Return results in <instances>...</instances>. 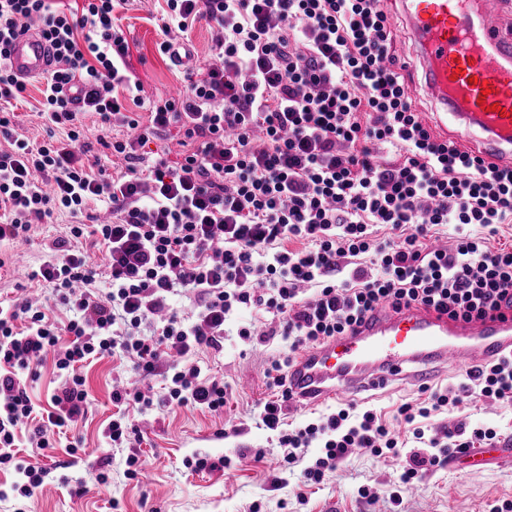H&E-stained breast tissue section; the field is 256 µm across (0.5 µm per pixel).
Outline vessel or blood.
<instances>
[{"mask_svg":"<svg viewBox=\"0 0 512 512\" xmlns=\"http://www.w3.org/2000/svg\"><path fill=\"white\" fill-rule=\"evenodd\" d=\"M398 2L419 62V89L459 136L475 131L490 151L512 153V39L503 38L495 22L503 0ZM9 58L21 78L53 68L50 46L34 28L12 41ZM509 353L510 305L463 321L423 306L396 310L382 303L346 335L301 352L288 370V384L299 400L312 402L403 375L412 364L423 382L428 365L466 368Z\"/></svg>","mask_w":512,"mask_h":512,"instance_id":"1","label":"vessel or blood"}]
</instances>
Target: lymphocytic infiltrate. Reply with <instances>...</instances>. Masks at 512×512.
Masks as SVG:
<instances>
[{
	"label": "lymphocytic infiltrate",
	"mask_w": 512,
	"mask_h": 512,
	"mask_svg": "<svg viewBox=\"0 0 512 512\" xmlns=\"http://www.w3.org/2000/svg\"><path fill=\"white\" fill-rule=\"evenodd\" d=\"M124 2L83 0L68 13L53 0H0V138L9 143L0 149V242L30 241L54 214L72 218L31 274L51 287L52 302L25 294L0 302V466L19 474L15 491L31 496L49 474L40 462L17 461L18 429L34 423L32 444L49 447V432L84 415L83 370L94 361L117 355L162 383L113 391L112 445L131 440L132 404L223 411V379L202 376L195 358L223 350L227 317L254 308L277 318L269 334L288 343L267 369L274 397L259 412L287 450L284 463L318 445L304 477L319 484L352 449L397 455L399 434L351 404L285 427L288 370L298 351L344 335L383 302L466 321L512 304V247L493 243L512 223V162L487 161L421 117L384 0H166L160 54L179 56L199 17L217 34L210 60L179 97L151 100L114 16ZM32 25L55 62L38 112L47 138L36 145L13 135L9 104L27 84L7 63L12 39ZM74 80L75 101L63 91ZM127 99L147 106V118L127 115ZM89 117L105 132L135 130L105 144L125 161L124 173L85 162ZM173 127L179 160L162 154L142 168L145 147ZM95 201L106 204L107 221L80 222ZM447 224L469 232L431 246ZM183 293L196 306L190 320L172 303ZM48 358L60 385L38 409L24 378ZM474 398L512 405L511 356L470 366L458 385L398 406L396 421L424 444L402 485L470 448L497 447L490 427H422Z\"/></svg>",
	"instance_id": "obj_1"
}]
</instances>
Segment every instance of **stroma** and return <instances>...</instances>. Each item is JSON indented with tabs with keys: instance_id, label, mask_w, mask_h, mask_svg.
<instances>
[{
	"instance_id": "1",
	"label": "stroma",
	"mask_w": 512,
	"mask_h": 512,
	"mask_svg": "<svg viewBox=\"0 0 512 512\" xmlns=\"http://www.w3.org/2000/svg\"><path fill=\"white\" fill-rule=\"evenodd\" d=\"M165 0H127L114 11L130 45V65L151 96L167 97L186 84V65L175 64L160 55L163 39ZM38 79H29L13 110L20 117L19 133L31 142H42L46 130L34 110L41 98ZM71 217L59 215L51 224L39 225L28 244L17 247L0 244V258L6 266L0 272V297L15 294L16 284L26 283L38 268L46 244L61 235ZM272 320L263 311H245L224 324V349L200 354L196 362L202 376H223L230 391L223 413L214 414L192 407H165L147 412L130 410L136 429L132 442L113 447L106 443L104 428L114 411L112 389L122 382L137 381V374L116 359H103L86 370L90 405L85 419L63 434L51 435L50 448L32 447L27 433H19L17 457L42 460L51 472L43 487L31 497L19 496L12 488L13 471L0 470V512H247L251 503L262 512H490L503 501H512V460L483 466L447 465L428 472L408 492L401 505L391 503L398 476L419 444L406 436L405 448L385 459L358 450L328 473L319 485L305 484L303 463L278 470L284 450L276 433L258 420L260 405L272 395L267 386L266 368L270 360L285 351L286 343L274 337L250 345L238 336L246 324L262 328ZM419 383L408 378L389 380L384 386L351 396L358 409H373L384 419H392L397 406L422 398ZM439 423L466 422L499 430L512 436V406L488 408L471 400L439 416ZM79 443L80 451L68 446ZM140 452L145 467L140 479L125 476V460ZM214 458L240 457L229 472H194L184 465L195 455ZM107 472L108 484L95 481L98 472ZM376 492L374 501L359 495L360 488Z\"/></svg>"
}]
</instances>
